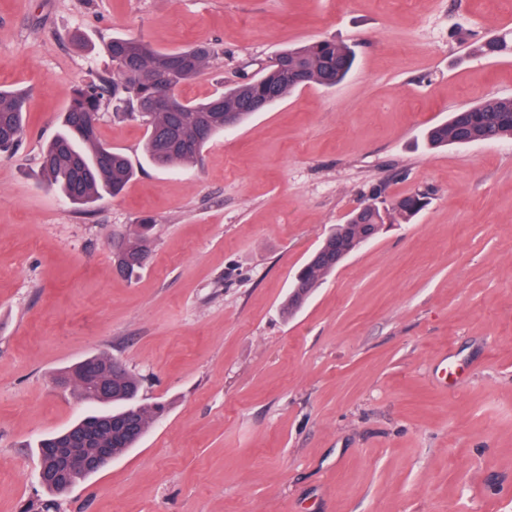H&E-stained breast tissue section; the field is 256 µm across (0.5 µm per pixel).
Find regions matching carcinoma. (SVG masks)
<instances>
[{"label":"carcinoma","instance_id":"1","mask_svg":"<svg viewBox=\"0 0 512 512\" xmlns=\"http://www.w3.org/2000/svg\"><path fill=\"white\" fill-rule=\"evenodd\" d=\"M505 49V43L499 39H488L477 46V51L487 58H495ZM108 54L111 66L73 88L60 130L42 156L40 183L59 191L73 205L89 206L106 195L116 197L134 175L131 161L98 139L97 123L102 111L109 110L145 126L144 156L149 162L161 167H185L196 163L206 144L224 133V122L218 118L220 112L238 110V121L242 124L253 115L246 104L261 96L266 86L277 87L280 101L301 90V85L285 80L281 71L271 65L263 70L262 82L247 79L220 95L199 102H183L182 111L172 118L166 112L152 111L153 98L174 96L180 87L193 81L211 58V47L198 43L179 50H161L142 36L118 35L109 42ZM279 54L289 65L306 71L308 85L327 88L341 84L355 62L350 47L325 39L289 47ZM26 112L25 92L0 90L1 159L19 147ZM487 136L496 140L512 138V98L488 99L458 110L424 133L427 145L433 149L466 145ZM369 200L374 207L354 211L346 223L333 228L322 244H340L354 250L359 241L360 225L371 224L378 231L382 224L396 217L409 220L428 204V194L416 190L387 201L381 198V192L375 191ZM140 228V233L122 237L115 253L116 267L123 275H132L143 267L150 223L144 221ZM335 269L334 263L316 267L307 264L300 275L312 289ZM86 360L96 363L103 371L112 372L111 394L96 396L94 384L80 378L75 365L62 375L70 378V384L78 388L85 401L112 405V409L93 414L91 419L112 421V425L104 426L94 445L110 448L116 456L135 447L150 423L167 407L163 403L142 404L140 379L124 368L112 369V359L96 353ZM88 475L89 472L76 464L67 482L48 483L46 488L64 493Z\"/></svg>","mask_w":512,"mask_h":512}]
</instances>
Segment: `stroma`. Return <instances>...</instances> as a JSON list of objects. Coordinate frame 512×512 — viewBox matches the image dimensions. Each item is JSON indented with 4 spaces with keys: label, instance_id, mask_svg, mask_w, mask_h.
<instances>
[{
    "label": "stroma",
    "instance_id": "1",
    "mask_svg": "<svg viewBox=\"0 0 512 512\" xmlns=\"http://www.w3.org/2000/svg\"><path fill=\"white\" fill-rule=\"evenodd\" d=\"M115 35L212 44L187 100L315 39L357 61L193 167L151 165L144 127L104 113L99 139L135 174L80 211L40 185L41 152ZM492 36L512 44V0H0V88L29 93L0 159V512H512V139L422 137L512 97V53L474 52ZM377 186L430 203L284 315L295 275ZM144 218L147 262L126 278L113 243ZM93 352L168 411L54 498L33 445L90 412L53 380ZM446 354L467 371L444 388Z\"/></svg>",
    "mask_w": 512,
    "mask_h": 512
}]
</instances>
